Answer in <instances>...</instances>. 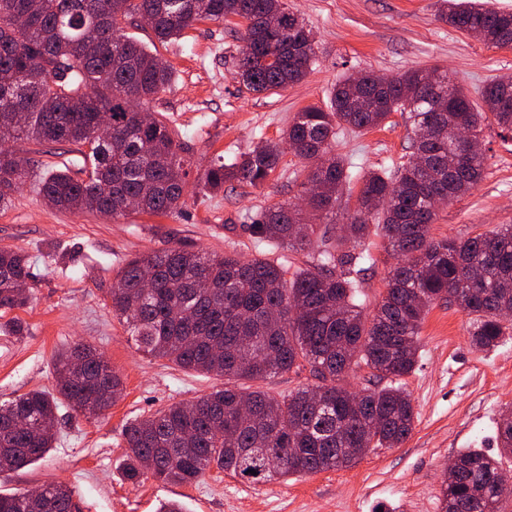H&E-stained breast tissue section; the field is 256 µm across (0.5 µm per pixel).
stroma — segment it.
<instances>
[{
  "mask_svg": "<svg viewBox=\"0 0 512 512\" xmlns=\"http://www.w3.org/2000/svg\"><path fill=\"white\" fill-rule=\"evenodd\" d=\"M286 2L311 29L319 52L302 81L276 92H250L235 77L240 19L201 21L164 44L143 23L126 25L127 35L155 46L175 71L171 85L147 109L164 116L192 158L179 213H137L115 221L51 207L38 195V181L62 167L83 177L81 147L12 142V151L29 159L31 172L0 209V246L28 255L32 278L27 306L0 311L1 324L18 319L27 327L22 336L0 332V401L34 389L54 391L56 355L79 341L104 353L125 392L95 420L61 406L53 448L30 466L0 474L1 493L59 482L74 490L79 512H157L169 500L182 502L185 512H440L449 461L465 448L495 451L497 425L512 410V339L478 351L470 343L469 315L440 303L421 325L416 368L402 379L416 414L403 444L371 449L349 468L266 483L217 469L187 485L150 477L134 484L124 476V430L132 420L224 385L223 378L185 371L137 350L108 297L125 261L174 246L234 249L249 258L278 260L292 271L311 261L305 250L254 246L244 229L250 213L298 202L308 168L291 151L283 152L276 172L257 188L233 182L207 194L198 184L200 169L258 141L279 140L296 112L327 107L336 81L353 72L392 77L436 68L474 95L490 80L512 76V47L486 46L441 22L437 0ZM413 136L407 113L398 111L378 127L342 134L336 151L367 172L407 162ZM481 140L483 178L438 210L434 237L463 239L512 224V139L488 122ZM366 245L373 261L361 274V291L370 312L395 259L381 236L371 235Z\"/></svg>",
  "mask_w": 512,
  "mask_h": 512,
  "instance_id": "35a3bbf8",
  "label": "stroma"
}]
</instances>
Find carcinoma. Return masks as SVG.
<instances>
[{
    "label": "carcinoma",
    "instance_id": "carcinoma-1",
    "mask_svg": "<svg viewBox=\"0 0 512 512\" xmlns=\"http://www.w3.org/2000/svg\"><path fill=\"white\" fill-rule=\"evenodd\" d=\"M151 18L155 38L167 42L201 20L245 22L237 77L255 93L283 90L306 77L317 44L285 0H0V112L25 114L23 122L0 121V144L10 139L88 147L86 178L55 170L38 194L51 207L120 219L127 203L139 210L180 209L187 159L175 132L160 115L142 118L143 105L173 81L172 66L123 33L140 14ZM25 18L22 26L13 20ZM437 17L451 27L476 31L488 46L512 45V12L473 0H438ZM448 111H434L439 95ZM482 105L448 74L436 86L425 71L409 69L381 84L371 72L344 76L330 106H308L283 132L284 144L310 163L301 195L324 228L304 222L301 209L274 205L250 215L259 244L312 252L311 264L294 273L281 263L184 247L136 255L117 272L109 291L112 315L127 325L137 349L182 370L224 378L192 403H173L125 429L127 467L133 484L149 475L192 484L217 468L251 482H267L346 468L364 448H394L411 434L415 412L400 383L418 362L419 333L428 308L448 301L470 316V342L479 351L498 347L512 323L499 317L512 303V225L466 239H435L433 197L452 201L483 176L481 132L491 121L512 133V76L488 83ZM406 112L415 128L413 162L362 177L357 205L348 212L344 190L352 165L334 147L344 130L381 125ZM112 126L101 127V113ZM469 131L468 149L448 161V129ZM282 144V145H284ZM282 145L262 141L227 164L215 160L198 178L215 192L236 181L258 187L279 166ZM30 161L0 148V208L26 181ZM346 225L337 237L329 225ZM387 239L397 262L374 313L359 303L362 264L370 258L371 233ZM31 278L23 252L0 248V310L29 301L17 284ZM81 360L77 374L72 364ZM309 368L317 383L276 397L239 381H264ZM365 369L369 386L344 384ZM56 393L32 390L0 404V473L43 458L55 440L59 408L67 404L97 418L123 394L112 366L86 344L58 353ZM26 419L31 430L16 428ZM497 446L512 454V418L502 419ZM152 459L153 467L143 466ZM442 488L441 512H497L512 485L500 481L498 460L467 448ZM256 474H250V471ZM49 502L25 492L0 493V512H72L74 491L47 484Z\"/></svg>",
    "mask_w": 512,
    "mask_h": 512
}]
</instances>
